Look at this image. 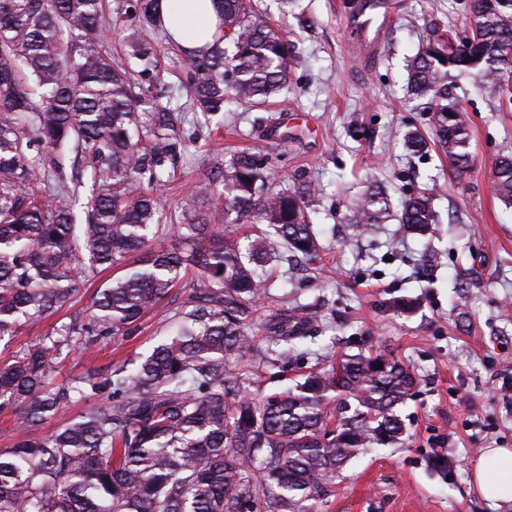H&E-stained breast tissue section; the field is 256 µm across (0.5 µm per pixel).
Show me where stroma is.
Returning <instances> with one entry per match:
<instances>
[{
    "label": "stroma",
    "mask_w": 512,
    "mask_h": 512,
    "mask_svg": "<svg viewBox=\"0 0 512 512\" xmlns=\"http://www.w3.org/2000/svg\"><path fill=\"white\" fill-rule=\"evenodd\" d=\"M348 0H254L272 23H286L295 45L293 82L262 108L233 106L212 121L197 113L186 85L184 55L165 37L151 41L157 71L136 76L183 118L175 178L161 187L167 211L180 215L195 202L207 221L224 225L220 202L191 193L248 150L280 176H304L318 193L315 229L321 244L314 268L278 265L261 307L274 312L313 304L323 333L304 341L297 358L274 369L272 394L317 363L343 354L392 353L418 374L399 413L403 445L374 448L344 469L321 512H512L511 502L485 500L472 473L489 448H512V205L498 195L492 167L512 153V90L501 95L457 79L450 93L467 112L473 164L460 175L438 150L409 154L407 129L428 133L432 114L407 92V64L433 29L463 34L467 0H395L377 53H364L346 23ZM294 119L282 138L269 129L284 114ZM382 186L390 215L365 235L346 222L351 202L370 185ZM428 192L438 216L425 236L398 222L407 192ZM112 270L80 283L71 302L18 337L38 340L58 322L88 312ZM412 299L401 313L394 300ZM168 303L151 310L115 344L76 350L58 367L57 381L111 364L151 347ZM448 461L447 473L432 461Z\"/></svg>",
    "instance_id": "stroma-1"
}]
</instances>
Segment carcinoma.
<instances>
[{"instance_id":"cac0c4a2","label":"carcinoma","mask_w":512,"mask_h":512,"mask_svg":"<svg viewBox=\"0 0 512 512\" xmlns=\"http://www.w3.org/2000/svg\"><path fill=\"white\" fill-rule=\"evenodd\" d=\"M215 4L222 34L187 52L196 108L208 117L231 100L267 105L292 82L294 44L252 0ZM163 10V0H120L114 14L104 0H0V344L59 311L99 268L122 270L89 316L0 364V411L16 412L20 431L0 448V512H318L354 458L404 443L398 407L417 376L390 354L331 359L281 393L263 392L265 375L321 333L303 306L256 316L272 262L319 256L315 187L275 190L271 169L240 153L222 189L209 182L196 195L221 200L227 223L252 225L246 248L193 204L182 223H166L159 190L175 170L180 114L133 81L134 69L156 68L148 42L126 64L101 47L114 21L144 37L161 30ZM465 26L471 39L438 33L413 58L407 90L429 100L434 125L430 138H403L412 154L434 143L458 173L470 167L471 128L448 101V80L498 86L512 73V0H469ZM68 167L90 175L80 212L82 180ZM493 179L512 203V155L497 159ZM387 215L376 187L347 219L364 232ZM398 221L426 231L430 197L406 198ZM166 237L178 245L151 248ZM190 265L200 279L184 280ZM178 284L187 295L147 352L55 383L74 342L90 349L128 334ZM77 403L78 416L35 433Z\"/></svg>"}]
</instances>
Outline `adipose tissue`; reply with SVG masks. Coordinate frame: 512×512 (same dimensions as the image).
Instances as JSON below:
<instances>
[{
    "label": "adipose tissue",
    "mask_w": 512,
    "mask_h": 512,
    "mask_svg": "<svg viewBox=\"0 0 512 512\" xmlns=\"http://www.w3.org/2000/svg\"><path fill=\"white\" fill-rule=\"evenodd\" d=\"M176 12L165 14L172 42L183 49H198L221 33L222 22L213 0H178ZM477 492L492 502L512 501V448H492L473 472Z\"/></svg>",
    "instance_id": "ef3b65f1"
}]
</instances>
